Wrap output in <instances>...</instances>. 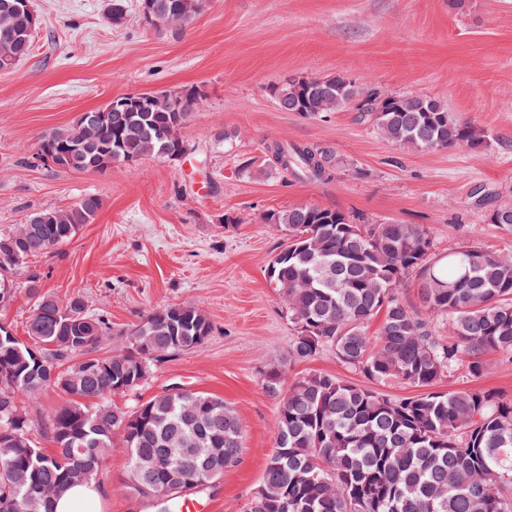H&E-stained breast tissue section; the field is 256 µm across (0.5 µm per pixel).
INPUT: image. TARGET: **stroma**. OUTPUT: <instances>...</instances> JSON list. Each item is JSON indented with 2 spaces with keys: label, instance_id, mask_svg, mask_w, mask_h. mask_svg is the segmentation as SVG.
I'll return each mask as SVG.
<instances>
[{
  "label": "stroma",
  "instance_id": "1",
  "mask_svg": "<svg viewBox=\"0 0 512 512\" xmlns=\"http://www.w3.org/2000/svg\"><path fill=\"white\" fill-rule=\"evenodd\" d=\"M111 0H31L41 23L29 56L0 73V232L32 212L100 198L93 223L57 253L32 260L59 300L82 295L114 330L148 311L189 303L213 324L204 346L159 363L142 386L111 396L130 408L171 387L223 398L244 432L238 465L186 512H246L276 431L260 372L282 361L291 334L265 278L284 238L263 214L316 204L375 221L420 224L436 254L462 244L512 253V233L475 203L486 189L512 201V0H207L183 30L149 28L136 6L122 26ZM341 74L362 91L424 95L488 131L482 154L415 152L355 113L308 120L272 94L289 76ZM205 94L179 160L144 159L99 172L34 160L39 136L110 97L160 87ZM333 147L330 181L279 174L269 141ZM238 220L224 226L225 216ZM480 378L458 370L442 391L473 385L512 399V363L486 357ZM129 460L101 468L99 512H153L127 489Z\"/></svg>",
  "mask_w": 512,
  "mask_h": 512
}]
</instances>
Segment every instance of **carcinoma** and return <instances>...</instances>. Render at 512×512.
Instances as JSON below:
<instances>
[{
  "mask_svg": "<svg viewBox=\"0 0 512 512\" xmlns=\"http://www.w3.org/2000/svg\"><path fill=\"white\" fill-rule=\"evenodd\" d=\"M205 0H151L159 25L183 28ZM27 16L0 26V61L30 53ZM278 107L312 120L351 109L384 139L417 152L489 145L487 132L458 119L427 96L363 94L346 77L300 76L273 89ZM140 112H114L112 123L75 121L43 134L35 159L49 149L52 167L105 172L118 162L167 160L188 152L186 129L198 104H177L171 92L145 93ZM284 175L328 181L336 170L329 146H266ZM101 206L94 195L25 219L28 233H0L14 250L0 251L3 273L70 242ZM285 237L266 276L293 328L285 362L261 373L277 403V426L263 477L247 512H512V401L482 388L448 392L435 386L463 367L486 369L487 353L512 358V260L495 249L459 245L438 257L420 224L371 222L315 204L264 215ZM415 284L417 301L401 295ZM33 301L28 342L0 323V512H54L56 498L82 472L94 481L105 456L123 448L127 488L173 512L182 495L210 484L240 459L243 429L224 400L204 392L178 398L162 392L132 409L108 403L137 390L164 358L198 349L213 331L190 304L166 306L120 333L106 354L112 327L83 297L66 301L43 291L28 271ZM382 316L377 335L368 324ZM448 335H443V332ZM144 347L135 349V343ZM326 352L371 382L396 380L415 393L391 398L333 374L309 370ZM56 392L71 400L33 438L21 410ZM197 448L209 449L199 456Z\"/></svg>",
  "mask_w": 512,
  "mask_h": 512,
  "instance_id": "cac0c4a2",
  "label": "carcinoma"
}]
</instances>
